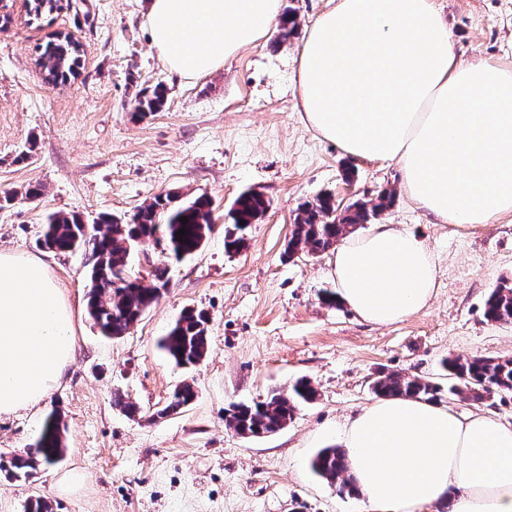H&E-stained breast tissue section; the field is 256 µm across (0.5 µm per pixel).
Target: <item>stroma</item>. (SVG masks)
Listing matches in <instances>:
<instances>
[{"mask_svg": "<svg viewBox=\"0 0 512 512\" xmlns=\"http://www.w3.org/2000/svg\"><path fill=\"white\" fill-rule=\"evenodd\" d=\"M0 252L42 258L73 311L77 345L64 379L30 410L0 415V461L25 453L51 411L65 426L67 452L29 479L0 471V512H25L44 497L54 512H361L360 497L314 474L311 458L337 445L344 419L375 401L370 384L398 372L438 386L437 404L465 415L476 404L449 398V357H512V323H491L484 302L512 283V215L477 227L439 224L405 192L397 162H360L300 119L298 51L329 0H282L298 30L285 42L269 32L216 70L170 71L146 22L150 0H61L50 19L28 23L23 0H0ZM457 60L512 69V0H436ZM82 44L79 73L48 85L37 49L54 33ZM164 82L162 111L138 117L135 96ZM31 186L39 197L26 198ZM270 199L245 231L239 252L224 249V217L239 194ZM394 195L376 223L415 233L429 249L437 288L402 322L376 327L345 305L329 304L331 253L287 257L297 209L324 194L342 205ZM210 195L215 228L177 261L153 241L134 247L131 269L159 297L118 338L101 336L87 314L90 250L40 247L49 215L93 223L130 219L159 194ZM208 317V352L184 368L160 348L185 309ZM316 391L277 433L243 437L224 410L288 391L299 379ZM194 401L164 419L153 413L181 382ZM136 403L128 415L115 395Z\"/></svg>", "mask_w": 512, "mask_h": 512, "instance_id": "obj_1", "label": "stroma"}]
</instances>
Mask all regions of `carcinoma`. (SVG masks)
I'll use <instances>...</instances> for the list:
<instances>
[{"label":"carcinoma","instance_id":"obj_1","mask_svg":"<svg viewBox=\"0 0 512 512\" xmlns=\"http://www.w3.org/2000/svg\"><path fill=\"white\" fill-rule=\"evenodd\" d=\"M60 9L59 0H30L29 14L40 20ZM297 18L295 10L283 11L279 38L286 40L295 35ZM40 59L46 76L56 81L71 75L77 67L80 51L76 41L68 34H59L39 47ZM169 89L161 81L140 89L136 94L135 111L145 116L163 109ZM393 202L390 193L383 194L379 203L367 208L356 202L344 209L339 217L336 200L327 194L316 204L300 207L288 240L286 253L292 257L299 253L317 255L333 248L337 242L354 234L378 210ZM271 201L263 194L245 191L234 201L230 210V224L224 226V247L237 252L245 246L244 231L248 225L262 218ZM188 219L182 223L180 218ZM185 229L179 236L177 232ZM214 228L213 200L201 194L187 201H177L170 196H156L140 206L133 223L124 224L119 219L103 214L97 226L84 229L79 216L54 215L43 225L39 243L46 249L66 254L83 246L91 247L95 257L91 267V288L88 292L87 310L101 335L117 338L136 324L159 296V287L148 288L139 282L114 285L112 273L128 270L132 247L143 238H153L163 250L177 259L196 253ZM484 316L490 322L512 323V285L504 282L495 288L485 301ZM208 319L202 312L186 311L164 336L159 346L178 366H192L207 354ZM446 368L455 383L448 387V394L476 403L499 393H512V358H461L446 360ZM372 392L380 397L414 396L432 400L436 387L416 376L401 373L378 375L371 384ZM192 385L176 387L165 406L157 409L153 417L171 415L187 406L194 398ZM316 391L305 379L297 381L286 393L273 392L266 400L253 405L234 403L225 410V423L239 434L258 437L278 432L292 421L300 407L315 399ZM63 428L59 417L52 413L35 444L33 451L24 458L11 462L10 475L25 478L42 464H54L65 453ZM313 471L339 489L353 488L347 478L345 452L341 448H324L311 462Z\"/></svg>","mask_w":512,"mask_h":512}]
</instances>
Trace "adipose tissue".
I'll return each mask as SVG.
<instances>
[{
  "label": "adipose tissue",
  "instance_id": "adipose-tissue-1",
  "mask_svg": "<svg viewBox=\"0 0 512 512\" xmlns=\"http://www.w3.org/2000/svg\"><path fill=\"white\" fill-rule=\"evenodd\" d=\"M281 0H152L167 67L205 74L280 22ZM302 122L363 161H395L408 195L443 224L512 215V70L463 63L434 0H336L299 53ZM329 277L363 321L392 325L432 299L425 242L376 224L336 247ZM76 346L46 263L0 253V414L39 403ZM339 441L363 512H512V424L418 398H382Z\"/></svg>",
  "mask_w": 512,
  "mask_h": 512
}]
</instances>
